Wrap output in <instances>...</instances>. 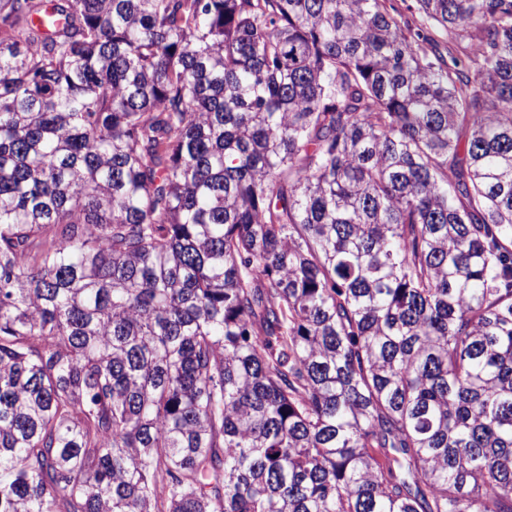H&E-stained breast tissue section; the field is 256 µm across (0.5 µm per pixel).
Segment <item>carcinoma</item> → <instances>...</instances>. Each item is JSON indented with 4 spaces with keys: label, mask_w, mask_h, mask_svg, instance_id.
<instances>
[{
    "label": "carcinoma",
    "mask_w": 512,
    "mask_h": 512,
    "mask_svg": "<svg viewBox=\"0 0 512 512\" xmlns=\"http://www.w3.org/2000/svg\"><path fill=\"white\" fill-rule=\"evenodd\" d=\"M0 0V512H512V0Z\"/></svg>",
    "instance_id": "cac0c4a2"
}]
</instances>
